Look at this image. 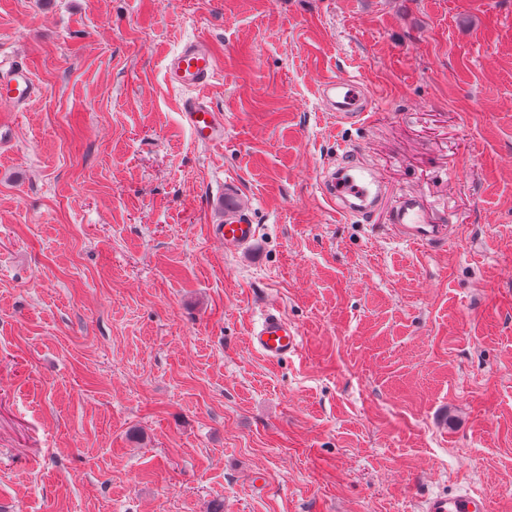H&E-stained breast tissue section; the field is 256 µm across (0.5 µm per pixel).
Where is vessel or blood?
Returning <instances> with one entry per match:
<instances>
[{"label":"vessel or blood","instance_id":"vessel-or-blood-1","mask_svg":"<svg viewBox=\"0 0 512 512\" xmlns=\"http://www.w3.org/2000/svg\"><path fill=\"white\" fill-rule=\"evenodd\" d=\"M215 75V59L209 45L190 39L172 53L165 64V78L174 87L187 90L180 118L194 137L205 143L224 140V118L202 96V89ZM36 90L27 63L0 59V99L20 106ZM327 110L343 121H360L367 104L361 86L351 79L329 78L319 91ZM322 195L346 216L372 217L386 212L395 234L411 244L429 247L444 239L446 225L436 223L425 201L413 194L392 196L381 174L346 156L335 168L319 176ZM225 249L236 251L249 247L256 239L254 224L243 212H235L216 228ZM254 350L270 360H279L297 351L299 332L287 319L274 312L265 313L251 335ZM421 512H490L489 500L480 493L459 492L453 495L436 493L424 498Z\"/></svg>","mask_w":512,"mask_h":512}]
</instances>
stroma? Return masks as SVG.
<instances>
[{
	"mask_svg": "<svg viewBox=\"0 0 512 512\" xmlns=\"http://www.w3.org/2000/svg\"><path fill=\"white\" fill-rule=\"evenodd\" d=\"M189 39L217 145L164 77ZM0 54L41 87L0 101V512H512V0H0ZM349 151L449 238L338 213ZM215 75V59L209 45L190 39L172 53L165 64V79L172 87L198 91L184 98L180 118L194 137L205 143L224 141V118L200 95ZM361 84L351 79L328 78L320 85V97L327 110L336 112L341 121L359 122L367 104ZM216 232L224 241L225 249L236 251L249 247L256 239L254 224H251L242 209L224 219V224L216 226ZM254 350L269 360H280L293 354L299 347V332L278 313L268 311L251 335ZM421 512H489L490 505L486 495L480 493L459 492L454 495L436 493L424 498Z\"/></svg>",
	"mask_w": 512,
	"mask_h": 512,
	"instance_id": "1",
	"label": "stroma"
}]
</instances>
